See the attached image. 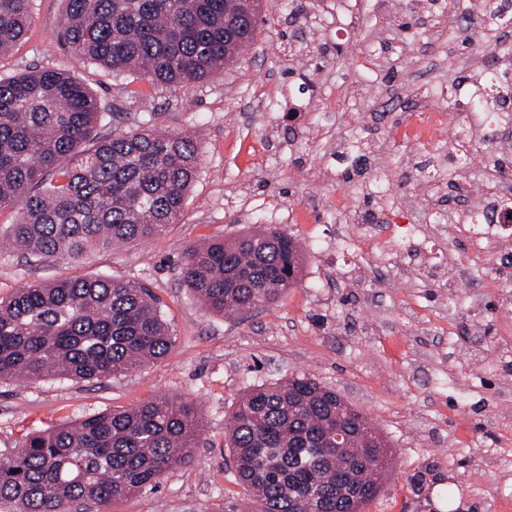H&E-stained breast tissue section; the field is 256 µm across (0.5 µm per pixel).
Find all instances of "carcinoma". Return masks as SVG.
<instances>
[{"instance_id": "1", "label": "carcinoma", "mask_w": 512, "mask_h": 512, "mask_svg": "<svg viewBox=\"0 0 512 512\" xmlns=\"http://www.w3.org/2000/svg\"><path fill=\"white\" fill-rule=\"evenodd\" d=\"M61 36L74 56L116 74L142 73L170 86L208 77L252 45L248 0H64ZM31 0H0V53L27 31ZM512 62L485 68L502 85ZM468 109L488 113L456 138L487 141L512 126V110L475 87ZM108 104L73 74L53 68L0 78V208L17 209L0 245L23 256L75 262L86 253L142 241L181 216L200 160L187 135L137 127L101 134ZM302 248L276 226L187 250L182 280L213 313L274 303L299 280ZM160 301L114 277L35 282L0 299V380L112 378L164 357L172 344ZM346 431L336 447V427ZM194 408L154 398L104 410L76 424L27 435L0 456V501L17 512L105 507L155 487L192 459ZM225 445L253 512H363L381 485L385 438L336 391L306 374L247 388Z\"/></svg>"}]
</instances>
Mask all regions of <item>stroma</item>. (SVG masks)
Wrapping results in <instances>:
<instances>
[{"label": "stroma", "mask_w": 512, "mask_h": 512, "mask_svg": "<svg viewBox=\"0 0 512 512\" xmlns=\"http://www.w3.org/2000/svg\"><path fill=\"white\" fill-rule=\"evenodd\" d=\"M336 0H261L254 44L223 70L183 87L113 74L76 60L59 35L62 0H31V24L0 55V77L64 68L113 111L141 127L193 138L200 171L179 220L162 234L63 264L0 251V298L32 282L116 276L162 301L169 354L102 381L0 382V453L27 434L96 412L165 397L192 405L200 439L188 463L159 486L106 512H242L248 499L226 469L224 435L249 386L291 373L315 375L365 414L391 444L379 494L363 512H512V239L493 250L469 242L457 202L452 223L407 160L445 159L395 136L421 85L479 76L484 53L457 37L453 0H425L417 26L398 29L407 0H358L337 19ZM380 55L366 56L367 47ZM373 78L363 98L348 87ZM375 137L379 170L406 189L380 206L394 222L362 247L340 250L335 212L347 177L337 142ZM274 225L304 252L298 284L251 314L211 313L187 288V249ZM462 260L476 285L449 288L418 259ZM495 288L478 287L486 275Z\"/></svg>", "instance_id": "stroma-1"}]
</instances>
